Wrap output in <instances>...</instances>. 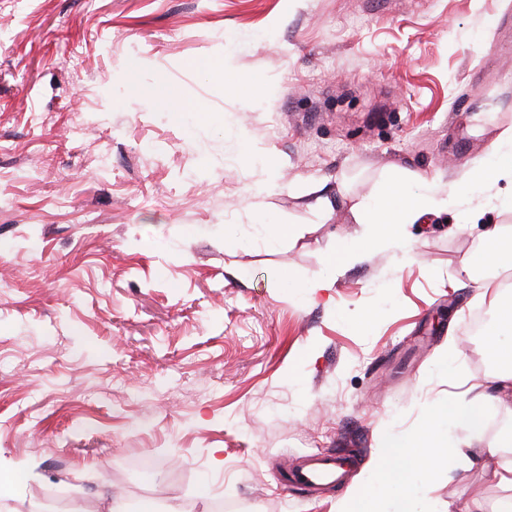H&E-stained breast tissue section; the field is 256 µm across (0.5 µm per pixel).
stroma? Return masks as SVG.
<instances>
[{
  "instance_id": "1",
  "label": "stroma",
  "mask_w": 512,
  "mask_h": 512,
  "mask_svg": "<svg viewBox=\"0 0 512 512\" xmlns=\"http://www.w3.org/2000/svg\"><path fill=\"white\" fill-rule=\"evenodd\" d=\"M219 56L234 89L190 65ZM510 128L512 0H0V470L34 465L16 512L53 489L54 512H394L381 438L490 374L469 318L492 299L463 267L485 226L512 231V185L410 226L411 261L372 253L312 303L299 286L390 172L449 189ZM261 217L294 232L266 244ZM339 448L361 454L342 487L289 485ZM416 490L415 512L504 495L475 456Z\"/></svg>"
}]
</instances>
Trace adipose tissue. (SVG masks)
<instances>
[{"instance_id": "obj_1", "label": "adipose tissue", "mask_w": 512, "mask_h": 512, "mask_svg": "<svg viewBox=\"0 0 512 512\" xmlns=\"http://www.w3.org/2000/svg\"><path fill=\"white\" fill-rule=\"evenodd\" d=\"M501 161L483 164L468 171L455 182L451 192H443L436 185H427L424 192L408 193L400 177H392L372 198L355 208V222L360 229L358 249L346 250L341 259H328L327 277L308 285L310 293L326 288L328 281L337 279L350 262L362 260L365 254L383 248L406 250L407 227L426 215L447 210L489 183L502 179L512 181V130L503 132L495 143ZM512 254V235L500 226L489 227L484 233L483 247L477 265L464 269L467 277H480L483 290H491V276H478V267L496 264ZM495 323L488 329V347L499 366L483 382L471 385L465 393L449 398L447 405L437 408L434 420L447 419L468 427L473 435H480L484 428L481 414L483 407L492 401L502 402L512 398V299L497 298L493 307ZM440 446L436 428H428L411 439L398 443L392 437L381 440V461L376 473L378 481L397 485L402 494L396 512H413L415 475L428 472L434 461L435 450Z\"/></svg>"}]
</instances>
